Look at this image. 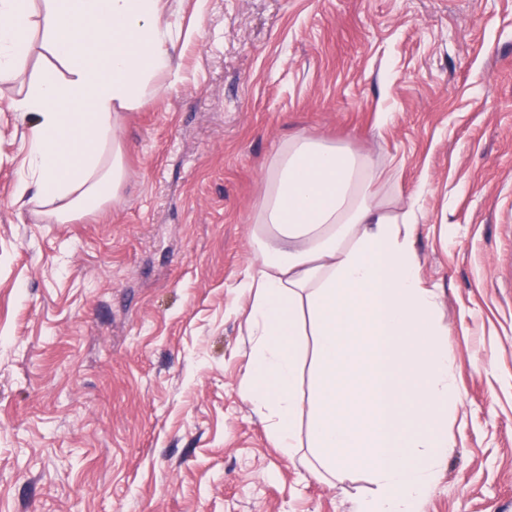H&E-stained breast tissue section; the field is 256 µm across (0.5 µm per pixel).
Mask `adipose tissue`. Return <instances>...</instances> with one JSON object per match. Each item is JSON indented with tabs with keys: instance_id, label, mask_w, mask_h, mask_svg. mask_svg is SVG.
Here are the masks:
<instances>
[{
	"instance_id": "ef3b65f1",
	"label": "adipose tissue",
	"mask_w": 512,
	"mask_h": 512,
	"mask_svg": "<svg viewBox=\"0 0 512 512\" xmlns=\"http://www.w3.org/2000/svg\"><path fill=\"white\" fill-rule=\"evenodd\" d=\"M169 16V0H0V84L22 75L39 27L61 64L10 103L27 120L15 204L64 224L119 203V114L174 76ZM377 178L370 155L312 137L279 149L238 284L250 323L240 395L275 447L312 448L317 475L367 472L355 512H422L448 456L456 372L422 284L416 213L379 196Z\"/></svg>"
}]
</instances>
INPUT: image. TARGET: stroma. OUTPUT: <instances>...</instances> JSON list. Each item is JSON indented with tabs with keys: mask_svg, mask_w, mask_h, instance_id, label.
Returning <instances> with one entry per match:
<instances>
[{
	"mask_svg": "<svg viewBox=\"0 0 512 512\" xmlns=\"http://www.w3.org/2000/svg\"><path fill=\"white\" fill-rule=\"evenodd\" d=\"M169 6L177 76L120 115L119 205H15L25 85L0 87V512H354L365 471L314 479L240 396L236 286L295 136L416 199L458 384L423 512H512V0Z\"/></svg>",
	"mask_w": 512,
	"mask_h": 512,
	"instance_id": "35a3bbf8",
	"label": "stroma"
}]
</instances>
